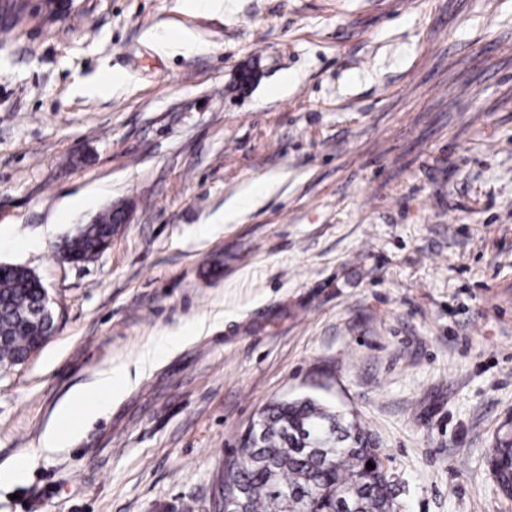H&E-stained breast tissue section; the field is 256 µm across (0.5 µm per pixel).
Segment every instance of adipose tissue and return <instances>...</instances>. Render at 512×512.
Returning a JSON list of instances; mask_svg holds the SVG:
<instances>
[{
  "label": "adipose tissue",
  "mask_w": 512,
  "mask_h": 512,
  "mask_svg": "<svg viewBox=\"0 0 512 512\" xmlns=\"http://www.w3.org/2000/svg\"><path fill=\"white\" fill-rule=\"evenodd\" d=\"M130 380L131 373L128 368L104 369L94 386L77 391L72 399L63 401L58 406L55 420L43 436L44 447H59L73 436L74 430L70 421L76 409H83L90 417L98 415Z\"/></svg>",
  "instance_id": "obj_1"
}]
</instances>
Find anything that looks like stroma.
Instances as JSON below:
<instances>
[{"label":"stroma","instance_id":"1","mask_svg":"<svg viewBox=\"0 0 512 512\" xmlns=\"http://www.w3.org/2000/svg\"><path fill=\"white\" fill-rule=\"evenodd\" d=\"M116 208L106 251L62 260ZM0 264L56 317L0 366V512H208L244 432L302 396L378 439L399 512H512L488 464L512 437V0L0 15ZM149 352L43 447L61 401Z\"/></svg>","mask_w":512,"mask_h":512}]
</instances>
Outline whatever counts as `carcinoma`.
<instances>
[{
  "mask_svg": "<svg viewBox=\"0 0 512 512\" xmlns=\"http://www.w3.org/2000/svg\"><path fill=\"white\" fill-rule=\"evenodd\" d=\"M113 231L108 212L68 243L85 263L105 250ZM41 295V282L27 268H0L1 366L22 362L41 341V328L28 320ZM369 461L374 468H366ZM491 466L511 497L512 440L499 442ZM222 472L224 492L244 489L243 512H395L390 476L371 434L309 398L268 405Z\"/></svg>",
  "mask_w": 512,
  "mask_h": 512,
  "instance_id": "1",
  "label": "carcinoma"
}]
</instances>
